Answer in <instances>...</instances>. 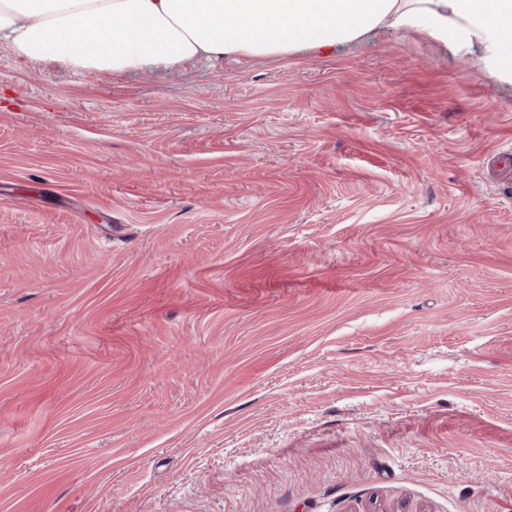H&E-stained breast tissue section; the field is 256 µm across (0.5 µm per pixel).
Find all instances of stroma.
<instances>
[{
    "mask_svg": "<svg viewBox=\"0 0 512 512\" xmlns=\"http://www.w3.org/2000/svg\"><path fill=\"white\" fill-rule=\"evenodd\" d=\"M0 74V512H512L477 53Z\"/></svg>",
    "mask_w": 512,
    "mask_h": 512,
    "instance_id": "obj_1",
    "label": "stroma"
}]
</instances>
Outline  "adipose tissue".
Wrapping results in <instances>:
<instances>
[{
    "mask_svg": "<svg viewBox=\"0 0 512 512\" xmlns=\"http://www.w3.org/2000/svg\"><path fill=\"white\" fill-rule=\"evenodd\" d=\"M384 24L479 51L512 83V0H0V38L17 56L115 74L203 55L318 53ZM105 31L112 49L76 48L79 35Z\"/></svg>",
    "mask_w": 512,
    "mask_h": 512,
    "instance_id": "ef3b65f1",
    "label": "adipose tissue"
}]
</instances>
